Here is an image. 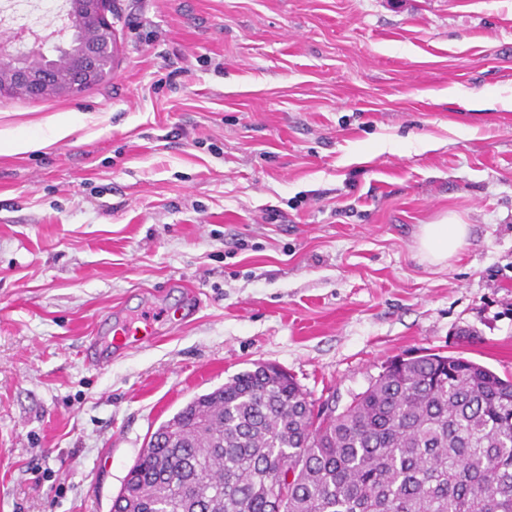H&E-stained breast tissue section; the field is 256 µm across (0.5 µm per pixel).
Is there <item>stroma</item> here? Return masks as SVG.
I'll use <instances>...</instances> for the list:
<instances>
[{
	"mask_svg": "<svg viewBox=\"0 0 512 512\" xmlns=\"http://www.w3.org/2000/svg\"><path fill=\"white\" fill-rule=\"evenodd\" d=\"M106 79L0 97V512H110L158 426L255 364L337 407L395 357L512 376V0H112ZM468 227L446 265L420 228ZM195 290L184 322L168 315ZM152 316L103 370L101 316ZM74 120L62 118L49 128L46 135L39 140H34L23 134L14 132H1L0 152L20 154L33 149L34 147H46L69 135L72 131Z\"/></svg>",
	"mask_w": 512,
	"mask_h": 512,
	"instance_id": "35a3bbf8",
	"label": "stroma"
}]
</instances>
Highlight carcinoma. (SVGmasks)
<instances>
[{"mask_svg": "<svg viewBox=\"0 0 512 512\" xmlns=\"http://www.w3.org/2000/svg\"><path fill=\"white\" fill-rule=\"evenodd\" d=\"M111 512H512V380L397 358L338 412L243 371L157 428Z\"/></svg>", "mask_w": 512, "mask_h": 512, "instance_id": "1", "label": "carcinoma"}]
</instances>
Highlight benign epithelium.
I'll use <instances>...</instances> for the list:
<instances>
[{"mask_svg":"<svg viewBox=\"0 0 512 512\" xmlns=\"http://www.w3.org/2000/svg\"><path fill=\"white\" fill-rule=\"evenodd\" d=\"M67 46L49 58L39 39L25 31L0 38V96L70 97L99 74L101 47L112 32L110 0H67Z\"/></svg>","mask_w":512,"mask_h":512,"instance_id":"7a95c632","label":"benign epithelium"}]
</instances>
